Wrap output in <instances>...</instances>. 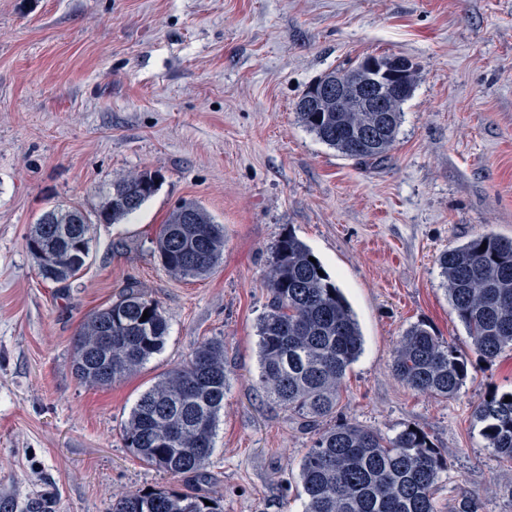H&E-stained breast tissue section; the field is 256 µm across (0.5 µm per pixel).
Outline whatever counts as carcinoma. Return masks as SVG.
<instances>
[{
    "instance_id": "obj_1",
    "label": "carcinoma",
    "mask_w": 512,
    "mask_h": 512,
    "mask_svg": "<svg viewBox=\"0 0 512 512\" xmlns=\"http://www.w3.org/2000/svg\"><path fill=\"white\" fill-rule=\"evenodd\" d=\"M416 71L401 76L403 96L389 111L371 112L356 102L319 95L316 109L298 100V121L342 156L360 163L384 160L393 149L402 105L415 87ZM161 176L143 171L112 183L91 215L80 207L46 212L28 239L39 276L66 283L89 256L92 220L119 224L158 190ZM157 250L174 277L207 276L224 254V228L205 207L184 202L161 224ZM293 234L272 247L266 275L267 311L257 333L256 386L276 405L310 426L333 415L342 382L363 350L358 321L321 262ZM440 273L448 299L481 359L492 362L512 348V238L477 235L444 251ZM148 317H143V314ZM168 320L136 282L84 320L74 344L73 369L89 385L107 386L138 371L163 349ZM395 375L424 393L450 398L468 378V361L421 323L403 333L393 361ZM229 388L224 339L196 346L186 361L160 374L143 391L122 427L125 447L140 461L172 477L204 473L214 453L220 411ZM511 391L492 392L478 403L475 420L485 447L512 462ZM447 460L421 429L406 427L395 437L342 423L321 433L299 465L304 512H437L433 490ZM112 512H223L213 498L176 489L124 495Z\"/></svg>"
}]
</instances>
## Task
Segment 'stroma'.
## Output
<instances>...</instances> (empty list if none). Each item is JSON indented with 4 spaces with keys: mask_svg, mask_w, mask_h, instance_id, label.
Here are the masks:
<instances>
[{
    "mask_svg": "<svg viewBox=\"0 0 512 512\" xmlns=\"http://www.w3.org/2000/svg\"><path fill=\"white\" fill-rule=\"evenodd\" d=\"M416 70L388 158L360 166L297 120L320 75L366 56ZM158 172L119 224L90 227L70 284L42 281L26 247L57 207L92 212L113 181ZM224 226L202 280L174 278L156 237L178 204ZM512 238V0H0V512H112L171 487L224 512H301L297 474L318 429L267 400L257 323L273 244L309 246L359 323L363 351L324 427L392 437L414 426L448 454L438 512L466 495L512 512V463L484 448L474 410L512 389V349L482 363L438 258L479 234ZM137 282L169 321L160 353L108 386L79 381L82 322ZM426 324L470 361L443 399L399 381L404 330ZM226 344L230 385L203 478L171 477L125 448L141 392L202 341Z\"/></svg>",
    "mask_w": 512,
    "mask_h": 512,
    "instance_id": "1",
    "label": "stroma"
}]
</instances>
